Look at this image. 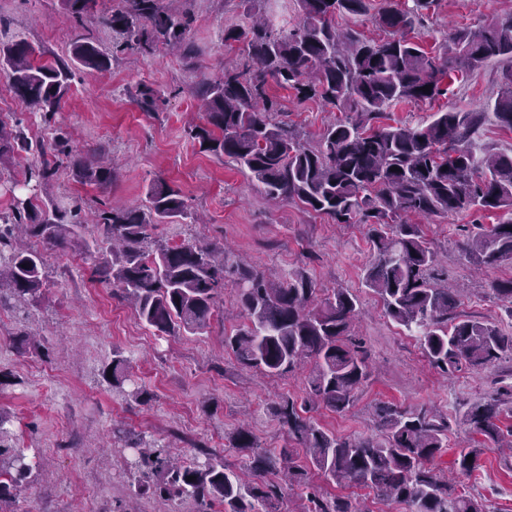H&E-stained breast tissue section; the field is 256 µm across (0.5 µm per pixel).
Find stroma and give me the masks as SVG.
I'll return each instance as SVG.
<instances>
[{
  "label": "stroma",
  "instance_id": "stroma-1",
  "mask_svg": "<svg viewBox=\"0 0 512 512\" xmlns=\"http://www.w3.org/2000/svg\"><path fill=\"white\" fill-rule=\"evenodd\" d=\"M163 4L194 14L192 36L203 49L194 67L163 50L146 58L117 52L110 28L80 27L60 0H0L8 34L25 38L38 59L66 56L76 37L84 34L112 62L105 72H77L48 124L9 91L0 73V121L22 122L37 141H51L54 131H61L71 149L100 147L122 170L120 181L105 193L60 168L34 203L58 198L91 212L108 196L137 206L148 183L162 177L182 191L193 217L179 225H158L153 240L211 242L254 267L281 274L303 264L319 287L353 289L361 300L357 327L370 352V376L349 412L320 408L313 418L336 435L360 438L377 432L372 417L376 402L406 408L433 405L452 420L448 446L437 464L453 474L458 449L480 441L456 422V413L487 394L512 391V355L477 373L464 368L446 375L435 369L416 338L388 319L380 299L362 284L373 258L367 226H343L294 204L268 201L233 164L200 151L186 133L187 126L202 121L191 89L200 79L222 75L231 56L224 46V29L242 21L244 5L242 0ZM510 13L512 0H438L414 34L426 50H437L452 27L476 29L490 17ZM498 83L497 68L486 66L457 77L433 102L390 107L383 122L413 125L438 111L483 108L494 101ZM146 86L159 94L151 112L136 103ZM276 95L278 119L295 124L309 145H316L324 127L340 117L322 102H298L294 90L280 89ZM497 221V215L470 211L423 218L419 224L440 254L439 278L464 291L461 312L511 332L512 321L492 287L512 277V264L476 271L463 255L466 227ZM39 251L49 276L43 297L20 313L0 307V370L12 375L10 384L0 387V414L9 443L33 465L17 512H116L125 505L131 480L125 453L114 448L112 430L117 426L169 445L171 453L186 461L202 448L216 452L244 478L249 475L247 457L228 448L231 433L240 425H248L261 447L272 453L292 447L270 407L283 395L303 399L308 370L270 378L236 363L224 348L225 335L241 322L234 284H226L219 314L209 328L195 335L158 336L112 288L91 281L96 255L44 245ZM23 334L34 335L39 350L19 353L16 342ZM117 354L127 358L130 376L120 390L102 375ZM137 386L151 393V401L130 398ZM310 479L324 494L349 498L367 512H406L404 505L380 501L372 489L342 487L315 471ZM455 488L482 501L487 512H512V462H505L500 452L486 451L473 474L459 478Z\"/></svg>",
  "mask_w": 512,
  "mask_h": 512
}]
</instances>
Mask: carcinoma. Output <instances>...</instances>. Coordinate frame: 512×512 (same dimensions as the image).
Listing matches in <instances>:
<instances>
[{
	"label": "carcinoma",
	"mask_w": 512,
	"mask_h": 512,
	"mask_svg": "<svg viewBox=\"0 0 512 512\" xmlns=\"http://www.w3.org/2000/svg\"><path fill=\"white\" fill-rule=\"evenodd\" d=\"M122 2L101 18L117 47L142 57L168 47L194 66L198 49L189 38L188 14L164 7L162 0ZM434 2L411 0L403 8L398 0H385L378 24L387 36L378 40L352 26L336 27L338 17L365 14L368 0H283L278 13L248 8V20L224 28V46H244L239 61L224 66L222 77L203 79L192 89L203 102L206 123L189 127L188 135L203 151L240 167L268 200L299 203L305 212L338 224L367 225L374 257L364 270V286L378 295L389 318L416 337L429 363L448 374L464 366L484 369L512 355V335L494 322L458 312L460 290L437 283L436 252L409 217L497 214V223L475 225L463 251L477 267L512 263V153L482 143L491 120L512 131V14L495 16L477 30L454 27L442 51L434 53L408 37ZM61 4L79 22L96 14V0ZM289 13L295 23L279 20ZM488 64L499 68L501 80L492 111L449 109L414 126L379 124L391 106L432 101L445 94L444 78ZM77 65L102 72L111 62L86 35L71 44L69 57L51 61L37 59L23 39L0 40V71L15 95L45 120L60 108ZM274 85L294 90L300 102L319 100L343 118L328 124L311 146L295 127L276 120ZM426 85L428 92L422 91ZM31 151L44 159L28 171L20 189L49 185L62 166L78 182L105 190L119 179L115 167L102 164L101 153H76L60 133L47 144L32 141L18 125L0 124V164ZM80 212L78 205L53 199L40 207L30 198L15 199L11 213L0 217V306L26 308L46 288L41 254L19 243L16 230L22 228L50 247L95 245V280L117 288L139 320L163 334H196L209 327L231 277L244 320L224 335V348L236 362L268 377L310 364L304 403L282 397L270 406L304 456L284 448L276 458L240 428L230 437V448L246 453L253 479L245 481L204 449V459L178 463L168 447L142 437L130 440L115 429L114 438L132 451L129 473L137 494L190 501L195 512H210L215 505L223 512H278L285 486L310 487V464L339 486L371 488L406 504L409 512H483L476 498L455 493L434 466L447 447L449 429L448 416L436 409L380 402L373 407L379 434L361 439L338 437L305 416L320 405L349 411L369 378V355L354 332L360 301L352 289L334 288L322 296L304 267L276 276L225 249L217 253L208 243H161L148 250L151 229L188 216L181 190L164 179L149 183L139 206L102 203L92 219L91 244L84 239ZM493 293L512 319V279L496 283ZM108 372L116 389L129 380L126 360L119 356L103 370ZM503 405L497 395L483 397L462 406L458 419L495 446L503 435L498 425ZM5 423L0 416V512H17L13 505L32 466L6 443ZM484 452L460 449L456 472L470 475ZM307 501L305 512H369L316 487Z\"/></svg>",
	"instance_id": "cac0c4a2"
}]
</instances>
